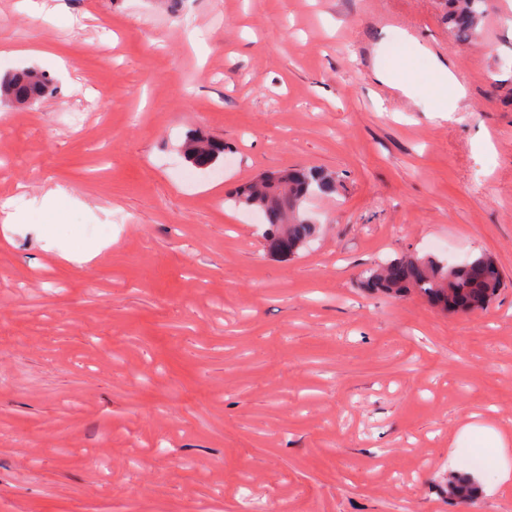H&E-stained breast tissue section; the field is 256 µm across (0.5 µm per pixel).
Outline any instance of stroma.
<instances>
[{
	"label": "stroma",
	"instance_id": "35a3bbf8",
	"mask_svg": "<svg viewBox=\"0 0 512 512\" xmlns=\"http://www.w3.org/2000/svg\"><path fill=\"white\" fill-rule=\"evenodd\" d=\"M446 0H0V512H512V0L454 41ZM416 36L467 89L430 111L377 48ZM192 134L224 143L198 168ZM333 174L317 232L272 255L234 191ZM63 188L64 214L41 210ZM408 252L503 284L449 314L367 289ZM479 465L477 507L449 475ZM55 89L51 78L34 69L17 72L0 80L1 96L26 106L44 101ZM28 100L33 101L31 105L26 103Z\"/></svg>",
	"mask_w": 512,
	"mask_h": 512
}]
</instances>
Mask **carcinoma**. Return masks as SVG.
<instances>
[{"instance_id": "carcinoma-1", "label": "carcinoma", "mask_w": 512, "mask_h": 512, "mask_svg": "<svg viewBox=\"0 0 512 512\" xmlns=\"http://www.w3.org/2000/svg\"><path fill=\"white\" fill-rule=\"evenodd\" d=\"M485 0H448V24L461 43L475 39L484 22ZM55 91L51 78L34 69L8 75L0 80V94L24 105L38 104ZM185 159L196 167L214 163L224 145L199 136L189 137L182 146ZM272 178L259 179L241 187L231 201L235 206L261 211L269 224L271 251L282 257L296 254L316 233L305 215L303 203L312 195L336 192V178L316 168H287ZM371 287L388 294L413 289L430 302L448 307V293L455 292L468 310L484 308L501 287L495 261L486 255L462 265L447 266L431 257L408 254L370 271ZM448 494L474 500L476 490L466 478H448Z\"/></svg>"}]
</instances>
